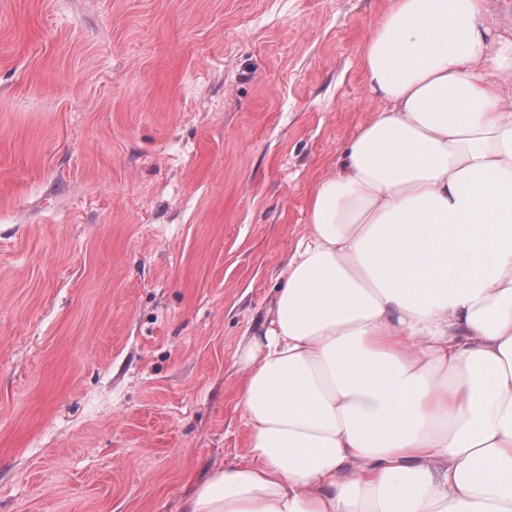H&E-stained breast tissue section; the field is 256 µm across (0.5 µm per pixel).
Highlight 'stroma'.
I'll return each instance as SVG.
<instances>
[{
  "instance_id": "obj_1",
  "label": "stroma",
  "mask_w": 512,
  "mask_h": 512,
  "mask_svg": "<svg viewBox=\"0 0 512 512\" xmlns=\"http://www.w3.org/2000/svg\"><path fill=\"white\" fill-rule=\"evenodd\" d=\"M395 0H0V512H181L236 352L383 103Z\"/></svg>"
}]
</instances>
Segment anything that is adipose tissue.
Returning a JSON list of instances; mask_svg holds the SVG:
<instances>
[{
	"instance_id": "ef3b65f1",
	"label": "adipose tissue",
	"mask_w": 512,
	"mask_h": 512,
	"mask_svg": "<svg viewBox=\"0 0 512 512\" xmlns=\"http://www.w3.org/2000/svg\"><path fill=\"white\" fill-rule=\"evenodd\" d=\"M396 0L383 101L317 183L239 347L246 452L182 512H512V33Z\"/></svg>"
}]
</instances>
